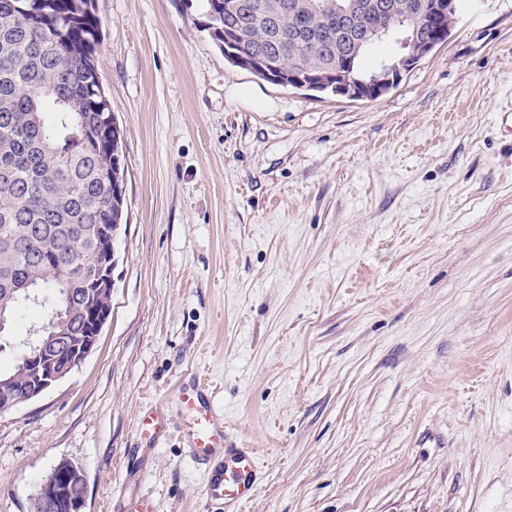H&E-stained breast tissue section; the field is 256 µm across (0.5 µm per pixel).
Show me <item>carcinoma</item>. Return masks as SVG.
<instances>
[{
    "instance_id": "obj_1",
    "label": "carcinoma",
    "mask_w": 512,
    "mask_h": 512,
    "mask_svg": "<svg viewBox=\"0 0 512 512\" xmlns=\"http://www.w3.org/2000/svg\"><path fill=\"white\" fill-rule=\"evenodd\" d=\"M224 58L265 80L279 51L282 72L298 71L308 90L336 94L329 73L354 58L355 73L375 43L364 30L294 43L269 40L261 14L231 19L225 0H205ZM364 19L403 20L424 41L448 36V16L432 0H359ZM101 20L94 0H0V304L11 318L38 293L43 328L54 311L82 317L92 298L100 224H124L125 153L97 68ZM112 162V178L99 162Z\"/></svg>"
}]
</instances>
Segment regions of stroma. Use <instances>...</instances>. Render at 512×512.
Returning a JSON list of instances; mask_svg holds the SVG:
<instances>
[{"mask_svg":"<svg viewBox=\"0 0 512 512\" xmlns=\"http://www.w3.org/2000/svg\"><path fill=\"white\" fill-rule=\"evenodd\" d=\"M95 4L125 141L112 315L0 415V512L62 459L85 512H199L194 371L258 453L240 512H512V0H468L374 101L233 66L203 0ZM166 422V410L163 405L153 408L140 418L139 429L147 447H154L165 432Z\"/></svg>","mask_w":512,"mask_h":512,"instance_id":"35a3bbf8","label":"stroma"}]
</instances>
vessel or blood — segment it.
Returning a JSON list of instances; mask_svg holds the SVG:
<instances>
[{"label": "vessel or blood", "instance_id": "b4317fda", "mask_svg": "<svg viewBox=\"0 0 512 512\" xmlns=\"http://www.w3.org/2000/svg\"><path fill=\"white\" fill-rule=\"evenodd\" d=\"M177 399L186 416L187 441L192 457L210 464L211 472L204 496L207 501L240 504L250 499L258 487L257 458L253 449L232 447L228 425L216 414L208 389L199 378L180 384ZM164 407H156L139 420L147 447H154L165 431Z\"/></svg>", "mask_w": 512, "mask_h": 512}]
</instances>
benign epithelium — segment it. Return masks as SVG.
I'll use <instances>...</instances> for the list:
<instances>
[{"label":"benign epithelium","instance_id":"7a95c632","mask_svg":"<svg viewBox=\"0 0 512 512\" xmlns=\"http://www.w3.org/2000/svg\"><path fill=\"white\" fill-rule=\"evenodd\" d=\"M293 13L297 14V18L292 38L300 41L315 32L321 22L327 24L335 19L349 26L356 24L358 6L356 0H345L343 3L328 0L319 6L297 5ZM400 44L403 48L400 65L383 66L382 70L388 73L385 79L376 81L361 78L354 73L352 67L347 66L336 74V87L350 93L352 97H376L385 87L395 84L393 73L410 69L436 48L435 43L421 42L413 35L400 40ZM111 313V299L99 297L91 315L96 332H101ZM71 328V318L67 317L41 333L18 340V345L27 351L26 359L15 375L0 381V391L8 396V400L0 403V414L37 400L91 354L97 337L77 336L71 332ZM21 378L24 379L25 387L19 395L13 397L11 392ZM83 485L85 477L80 464L69 460L58 462L38 486L33 502L34 512H83L85 498L74 495V488Z\"/></svg>","mask_w":512,"mask_h":512}]
</instances>
